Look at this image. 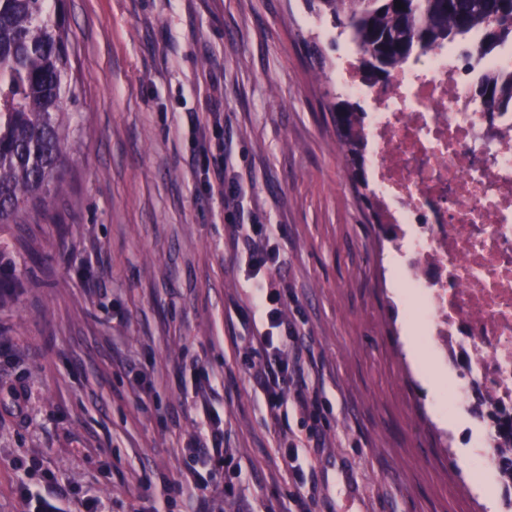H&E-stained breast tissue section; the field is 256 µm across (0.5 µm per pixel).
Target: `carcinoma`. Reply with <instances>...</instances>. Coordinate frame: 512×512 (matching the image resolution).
Instances as JSON below:
<instances>
[{"mask_svg":"<svg viewBox=\"0 0 512 512\" xmlns=\"http://www.w3.org/2000/svg\"><path fill=\"white\" fill-rule=\"evenodd\" d=\"M317 0L361 51L365 81L388 84L393 71L416 52L443 43L463 44L482 32L481 50L512 42V0ZM74 50L65 21L44 0H0V227L16 224L29 210L45 215L51 193L66 171L72 130L63 101ZM483 106L493 112L512 102V68L485 82ZM341 151L357 173L364 172L366 141L362 112L345 102L336 113ZM498 473L512 489V429L500 449Z\"/></svg>","mask_w":512,"mask_h":512,"instance_id":"cac0c4a2","label":"carcinoma"}]
</instances>
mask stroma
<instances>
[{"mask_svg":"<svg viewBox=\"0 0 512 512\" xmlns=\"http://www.w3.org/2000/svg\"><path fill=\"white\" fill-rule=\"evenodd\" d=\"M76 53L78 130L53 222L0 232L16 263L0 307V512H35L20 485L65 487L64 512H302L280 449L292 441L313 512H512L473 471L486 456L447 374L425 384L384 225L358 202L336 134L330 18L308 0H62ZM204 135L224 139L205 189ZM220 125H213V113ZM301 341L317 416L286 430L252 374L254 278ZM456 414V413H455ZM226 466L187 452L213 417ZM204 156L206 161L205 175L207 185L211 188L209 173L210 166L212 165V176L219 185L224 187V170L226 169V162L224 160V139L218 146L216 154L211 152V159L208 156V152H206ZM245 242L249 250V265L254 277H258L268 264L274 261L275 256L255 241L246 240Z\"/></svg>","mask_w":512,"mask_h":512,"instance_id":"1","label":"stroma"}]
</instances>
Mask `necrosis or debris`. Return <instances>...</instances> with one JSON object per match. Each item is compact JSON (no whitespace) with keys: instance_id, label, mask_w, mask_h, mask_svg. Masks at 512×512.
Here are the masks:
<instances>
[{"instance_id":"1","label":"necrosis or debris","mask_w":512,"mask_h":512,"mask_svg":"<svg viewBox=\"0 0 512 512\" xmlns=\"http://www.w3.org/2000/svg\"><path fill=\"white\" fill-rule=\"evenodd\" d=\"M481 39L420 51L376 89L357 80L344 44L336 88L367 104L366 163L413 315L456 371L457 406L473 389L486 395L477 445L493 467L512 417V110L483 111L478 89L512 62V45L484 53Z\"/></svg>"}]
</instances>
